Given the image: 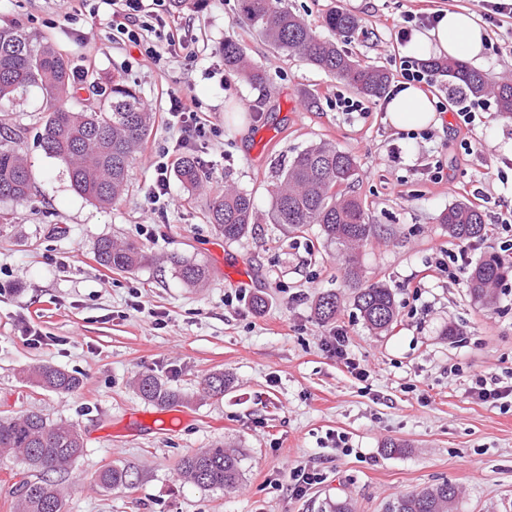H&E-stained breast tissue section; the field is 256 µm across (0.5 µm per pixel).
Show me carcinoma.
I'll return each mask as SVG.
<instances>
[{"instance_id":"obj_1","label":"carcinoma","mask_w":512,"mask_h":512,"mask_svg":"<svg viewBox=\"0 0 512 512\" xmlns=\"http://www.w3.org/2000/svg\"><path fill=\"white\" fill-rule=\"evenodd\" d=\"M241 12L249 24L275 49L299 55L329 76L357 92L374 96L386 86L389 74L363 65L338 47L336 42L320 38L299 15L282 5V0H240ZM329 29L340 37H349L358 29V20L334 10L325 17ZM224 66L239 72L246 80L260 83L263 72L253 65L244 48L236 41H224ZM448 77V89L458 95H491L497 111L512 118V80L490 81L486 73L461 60L431 63ZM36 87L43 96L42 148L46 155L65 165L71 186L81 196L107 208L117 204L129 183L133 157L149 135L152 114L131 87L114 83L112 96L78 110L64 107V101L76 97L68 60L50 44H34L27 35L11 28H0V105L21 98ZM9 128L0 125V201L16 203L31 195L32 180L27 159L13 145ZM358 167L349 153L331 143L311 144L279 168L277 180L269 189L270 221L301 229L318 224L326 240L342 251L343 266L351 280H358L356 250L376 235L363 204L347 188L355 181ZM176 177L187 189L199 182V162L182 157ZM226 241H237L252 230L255 207L252 194L235 185H227L207 214ZM437 222L448 229L451 238L469 241L487 234L483 212L467 202H458L442 211ZM97 261L110 269L133 271L149 262L135 244L104 238L96 248ZM170 263L188 285H203L209 276L207 267L178 256ZM512 274V263L497 254H488L469 269L467 283L471 296L489 301L502 281ZM357 308L368 327L384 331L396 318L395 300L389 288L374 283L358 288ZM339 298L327 293L316 302L315 315L322 322L336 318ZM36 386L59 393L77 390L79 377L50 364L23 371ZM141 396L157 406H171L180 395L158 377L146 374L135 380ZM229 386L224 373L215 372L204 379V390L220 396ZM84 452V440L73 424L52 423L42 414L24 412L0 419V458L20 459L32 472V480L18 492L15 512H64V495L52 474L60 471ZM183 475L203 488L231 489L240 479L238 456L216 445L188 455L181 462ZM134 470L130 466H109L95 477L105 490L128 486ZM459 496L458 487L443 481L410 494L396 496L387 512H452Z\"/></svg>"}]
</instances>
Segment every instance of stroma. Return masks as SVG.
I'll list each match as a JSON object with an SVG mask.
<instances>
[{"label":"stroma","instance_id":"35a3bbf8","mask_svg":"<svg viewBox=\"0 0 512 512\" xmlns=\"http://www.w3.org/2000/svg\"><path fill=\"white\" fill-rule=\"evenodd\" d=\"M283 3L320 35L331 10L357 18L358 30L339 48L392 76L407 54L394 27L404 14L484 12L482 0ZM146 9L187 31L183 47L168 52L152 33L142 46L116 39L101 0H0V27L66 54L82 98L117 80L154 114L128 193L104 209L77 194L45 154L38 89L0 106L33 181L28 202H0V418L36 410L80 429L84 454L56 476L64 512H332L339 502L351 512H384L394 495L445 480L461 491L454 512H512V407L470 392L479 375L512 380V278L486 307L471 300L464 274L451 278L436 267L444 251H464L470 265L490 253L512 260V235L495 227L512 206V155L502 150L512 118L492 107L458 128L460 103L442 76L430 90L441 125L413 138L387 122L383 96L368 98L369 116L342 112L337 98L355 91L270 46L243 18L240 0H207L177 15L169 0H149ZM484 28L487 44L472 67L495 81L512 77V18ZM228 38L264 71L263 83L225 67ZM149 45L161 51L159 62L146 58ZM173 90L195 96L216 132L188 148L200 186L171 179V203L154 209L145 156L166 155L171 165L180 157L179 133L162 118ZM319 141L357 161L353 191L377 226L358 250L360 271L363 283H384L394 294L398 315L387 332L364 324L337 247L319 225L294 231L269 220L280 164ZM437 165L438 180L430 173ZM228 179L251 192L256 210L252 233L234 242L206 219ZM460 201L478 202L487 236L460 243L437 223ZM105 237L137 244L150 263L131 273L100 266L94 252ZM174 254L205 263L208 285L186 286L169 263ZM240 274L250 280L246 299L228 303ZM327 292L341 304L323 323L314 307ZM30 329L41 343L28 341ZM336 330L346 335L347 358L325 346ZM350 358L367 377L351 372ZM39 363L74 372L81 387L58 394L23 381L21 370ZM215 371L231 378L218 397L203 389ZM142 374L161 378L180 402L145 401L133 385ZM336 433L347 436L349 451L336 448ZM391 441L399 451L387 452ZM218 443L241 460L237 487L186 480L182 459ZM125 464L138 471L132 486L95 484L101 469ZM298 465L322 479L294 496L288 472Z\"/></svg>","mask_w":512,"mask_h":512}]
</instances>
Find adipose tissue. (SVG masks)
Here are the masks:
<instances>
[{
	"instance_id": "ef3b65f1",
	"label": "adipose tissue",
	"mask_w": 512,
	"mask_h": 512,
	"mask_svg": "<svg viewBox=\"0 0 512 512\" xmlns=\"http://www.w3.org/2000/svg\"><path fill=\"white\" fill-rule=\"evenodd\" d=\"M485 33L474 14L442 12L434 27L415 33L411 51L451 58L478 56L484 47ZM387 119L397 128H425L440 125L434 99L418 86L403 83L385 101Z\"/></svg>"
}]
</instances>
